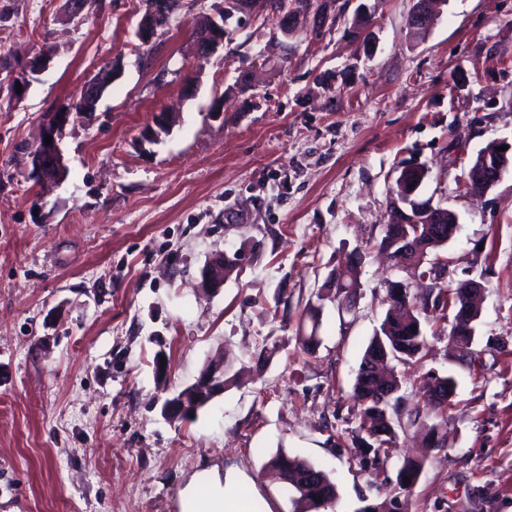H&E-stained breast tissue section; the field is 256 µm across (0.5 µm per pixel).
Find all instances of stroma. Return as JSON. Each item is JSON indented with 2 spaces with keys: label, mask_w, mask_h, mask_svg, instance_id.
Listing matches in <instances>:
<instances>
[{
  "label": "stroma",
  "mask_w": 512,
  "mask_h": 512,
  "mask_svg": "<svg viewBox=\"0 0 512 512\" xmlns=\"http://www.w3.org/2000/svg\"><path fill=\"white\" fill-rule=\"evenodd\" d=\"M335 2L284 45L275 14H235L198 63L193 23L224 0H183L147 54L142 0H88L78 22L67 0H0V59L28 80L23 97L0 93V512H183L194 476L230 471L247 478L252 512H293L264 472L280 451L336 484L327 512H512V169L481 197L458 185L488 143L512 142V0H447L420 39L413 0ZM46 47L50 67L28 71ZM115 58L121 76L62 136L66 178L36 185L22 150L43 115ZM165 107L178 122L143 141ZM418 166L423 197L460 219L441 251L451 278L484 289L477 358L455 365L448 321L429 313L419 361L396 371L411 407L427 373L454 375L445 445L421 456L408 426L374 469L354 441L352 386L389 282L408 276L378 242L397 177ZM356 249L346 312L318 294ZM221 253L237 262L223 288L203 289ZM219 356L223 394L165 416ZM407 459L424 467L403 491Z\"/></svg>",
  "instance_id": "35a3bbf8"
}]
</instances>
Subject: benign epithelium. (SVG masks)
Listing matches in <instances>:
<instances>
[{"mask_svg": "<svg viewBox=\"0 0 512 512\" xmlns=\"http://www.w3.org/2000/svg\"><path fill=\"white\" fill-rule=\"evenodd\" d=\"M233 10L250 12L263 4L279 15V31L285 38L289 37L298 21L310 19L312 24L320 25L336 10L335 0H321L315 13H310L308 0H230ZM446 0H414L411 12L407 16V26L417 34L427 33L434 25L439 8ZM177 0H146L144 10L137 25L136 37L141 46L150 51L156 45L159 35L168 30L172 17L180 9ZM228 10H221L214 15H205L193 29L191 36L193 57L197 60L211 58L220 47L224 46L225 17ZM122 73V62L114 59L97 75L86 80L79 94L71 104L62 110L49 112L41 120L38 140L29 154L30 177L38 184L57 183L64 180L67 166L59 146L63 132L70 123L73 113L80 111L91 114L97 111L98 103L108 86ZM174 119L170 112L163 109L153 114L152 123L142 137L145 142H156L161 135L170 132ZM52 136L51 144L45 143L47 136ZM503 141L490 144L489 148L477 154L469 165L470 176L464 177L463 187L471 193L484 194L493 189L501 180L503 173L512 164V143L505 151L499 147ZM427 175L423 168H411L401 171L396 180V190L390 197L392 220L385 235L382 250L398 267H403L405 258L410 255H428L429 244L442 238L441 225L457 224V214L432 199L420 197L419 189ZM365 255L359 250L349 254L345 265L335 270L325 281L324 287L340 289L343 296L342 305L351 309L355 306L360 284L352 288L344 287L345 279L356 277ZM227 258L220 254L213 257L203 271V286L218 290L224 286V267ZM463 296L472 304L478 303L482 293L481 284L473 279L455 283ZM224 393V363L207 367L196 381L167 400L163 406L164 414L171 417H189L200 408L210 403L215 397ZM398 389H388L374 404L371 414L379 417L385 414L389 428L397 423L395 417L388 416L389 405L394 401Z\"/></svg>", "mask_w": 512, "mask_h": 512, "instance_id": "obj_1", "label": "benign epithelium"}]
</instances>
